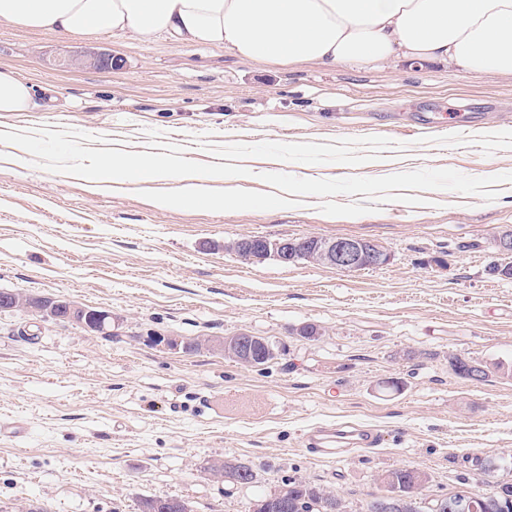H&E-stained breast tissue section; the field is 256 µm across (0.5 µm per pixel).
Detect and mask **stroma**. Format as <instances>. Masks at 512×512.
I'll return each instance as SVG.
<instances>
[{"instance_id":"stroma-1","label":"stroma","mask_w":512,"mask_h":512,"mask_svg":"<svg viewBox=\"0 0 512 512\" xmlns=\"http://www.w3.org/2000/svg\"><path fill=\"white\" fill-rule=\"evenodd\" d=\"M113 65L91 64L94 54ZM41 109L0 115V290L112 315L108 336L0 312V512H139L142 498L193 512H248L291 477L362 512L384 471L417 468L422 496L482 493L486 460L512 482V377H458L457 355L512 364V279L488 273L512 226V74L443 62L258 64L223 47L101 33L62 38L0 21V68ZM185 146L287 176L294 210L153 205L174 189L128 181L94 192L77 167L112 150ZM379 164H371V157ZM245 236L359 237L389 264L344 272L304 260L247 263ZM306 324L321 335L298 336ZM270 338L265 369L155 337ZM387 380L400 390L384 389ZM378 432L369 450L317 457V426ZM251 465L246 487L208 465Z\"/></svg>"}]
</instances>
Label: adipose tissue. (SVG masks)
Masks as SVG:
<instances>
[{
    "label": "adipose tissue",
    "instance_id": "1",
    "mask_svg": "<svg viewBox=\"0 0 512 512\" xmlns=\"http://www.w3.org/2000/svg\"><path fill=\"white\" fill-rule=\"evenodd\" d=\"M1 20L57 36H168L279 65L402 59L512 74V0H0ZM35 107L31 84L0 68V113ZM181 166L174 153L114 152L98 158L85 179L100 185L178 176V187L157 199L169 209H282L299 205L304 193L283 177L261 201L225 184L230 176L253 179L252 167L216 165L185 173Z\"/></svg>",
    "mask_w": 512,
    "mask_h": 512
}]
</instances>
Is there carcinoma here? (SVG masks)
Listing matches in <instances>:
<instances>
[{"label": "carcinoma", "instance_id": "cac0c4a2", "mask_svg": "<svg viewBox=\"0 0 512 512\" xmlns=\"http://www.w3.org/2000/svg\"><path fill=\"white\" fill-rule=\"evenodd\" d=\"M453 372L467 380L483 382L494 373L509 376L512 371L502 364L490 366L483 362L450 358ZM248 465L235 459L224 461V481L233 485L243 477ZM428 481L427 474L419 469H392L379 475L381 485H391L402 495L389 501L385 512H503L502 505L512 499V483L502 482L487 493L461 497L455 493L434 498L426 503L418 501L420 490ZM288 495V512H347L344 501L324 489L308 482L286 479L273 492L256 497L250 512H282L280 498Z\"/></svg>", "mask_w": 512, "mask_h": 512}]
</instances>
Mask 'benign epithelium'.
I'll return each instance as SVG.
<instances>
[{"instance_id": "benign-epithelium-1", "label": "benign epithelium", "mask_w": 512, "mask_h": 512, "mask_svg": "<svg viewBox=\"0 0 512 512\" xmlns=\"http://www.w3.org/2000/svg\"><path fill=\"white\" fill-rule=\"evenodd\" d=\"M491 244L495 249V255L502 260L505 268L512 267V228L493 235ZM269 245L283 263L293 262L302 256L313 263L347 272L377 268L391 260L390 252L379 242L356 237L282 238L270 243L263 237L247 236L225 244L224 249L235 252L244 261H252L255 251ZM0 301L12 309L25 312L32 310L28 295L22 291H12L1 297ZM60 310L63 312V318L75 321L87 330L103 336L112 334L111 327L107 325L110 315L106 312L83 307L67 299L60 302ZM198 342L246 366L258 365L275 355L264 337L245 332L222 340L203 337L198 339Z\"/></svg>"}]
</instances>
